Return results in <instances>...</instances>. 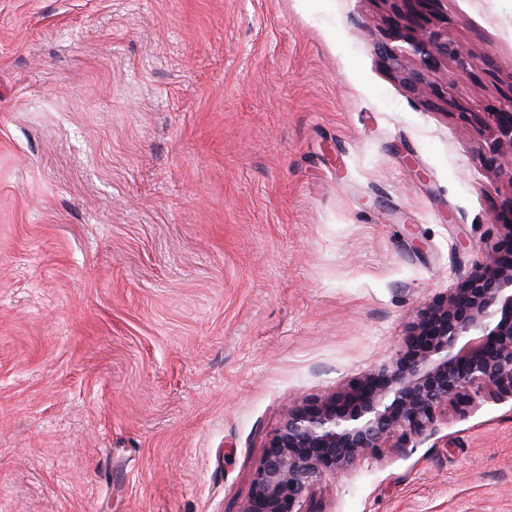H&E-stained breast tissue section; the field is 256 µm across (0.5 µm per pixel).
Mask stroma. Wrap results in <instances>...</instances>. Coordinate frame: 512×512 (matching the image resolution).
<instances>
[{
    "label": "stroma",
    "instance_id": "35a3bbf8",
    "mask_svg": "<svg viewBox=\"0 0 512 512\" xmlns=\"http://www.w3.org/2000/svg\"><path fill=\"white\" fill-rule=\"evenodd\" d=\"M495 67L412 94L389 0H0V512H238L288 400L346 389L512 244ZM311 512H512V396L323 476ZM483 130L486 135L483 150L492 154L512 155V88L497 112H485Z\"/></svg>",
    "mask_w": 512,
    "mask_h": 512
}]
</instances>
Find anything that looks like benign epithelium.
I'll return each instance as SVG.
<instances>
[{"instance_id": "obj_1", "label": "benign epithelium", "mask_w": 512, "mask_h": 512, "mask_svg": "<svg viewBox=\"0 0 512 512\" xmlns=\"http://www.w3.org/2000/svg\"><path fill=\"white\" fill-rule=\"evenodd\" d=\"M402 2L421 32L374 51L412 93L432 95L429 73L448 57L461 77L494 66L488 56L458 53L430 27L418 9L427 0ZM406 59L416 67L405 69ZM483 130V150L512 155V90L499 111L486 113ZM484 392L512 395V253L496 250L485 252L452 292L420 309L397 358L348 392L288 402L239 512H306L321 476L348 470L392 438L425 434L444 406H466Z\"/></svg>"}]
</instances>
